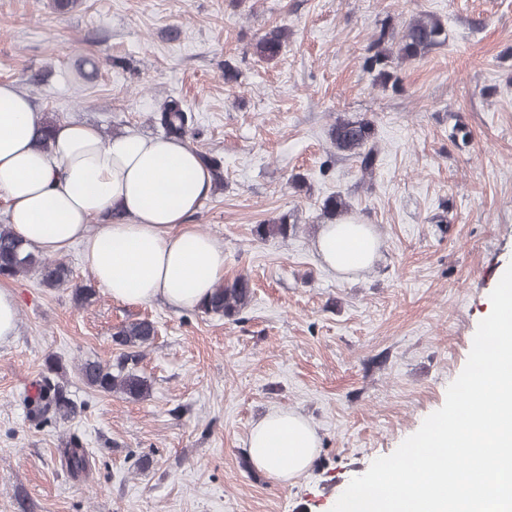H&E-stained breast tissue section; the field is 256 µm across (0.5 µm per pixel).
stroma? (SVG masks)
Here are the masks:
<instances>
[{
    "label": "stroma",
    "mask_w": 512,
    "mask_h": 512,
    "mask_svg": "<svg viewBox=\"0 0 512 512\" xmlns=\"http://www.w3.org/2000/svg\"><path fill=\"white\" fill-rule=\"evenodd\" d=\"M424 12L447 42L395 62L397 86L376 84L370 36ZM275 26L288 42L259 60L253 45ZM1 80L42 117L106 138L155 134L152 113L182 100L189 145L224 162L190 222L254 295L228 320L101 291L79 306L34 272L0 281L20 302L19 332L0 346V512H331L443 406L512 262V0H0ZM339 118L373 121L372 172L332 145ZM336 193L380 239L374 264L349 276L314 246ZM283 216L296 236L256 235ZM144 318L158 327L139 364L149 396L87 387L77 365L114 361L113 333ZM50 356L75 409L44 420L27 399ZM274 410L321 438L285 485L248 459L251 427ZM72 438L91 460L80 479L61 457Z\"/></svg>",
    "instance_id": "1"
}]
</instances>
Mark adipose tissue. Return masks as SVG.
<instances>
[{
  "instance_id": "obj_1",
  "label": "adipose tissue",
  "mask_w": 512,
  "mask_h": 512,
  "mask_svg": "<svg viewBox=\"0 0 512 512\" xmlns=\"http://www.w3.org/2000/svg\"><path fill=\"white\" fill-rule=\"evenodd\" d=\"M41 116L12 82H0V210L24 244L59 257L79 246L112 300L196 309L224 278V248L189 219L212 191L209 167L184 141L127 132L103 139L61 121L40 147ZM379 239L366 224L322 225V264L341 275L371 266ZM320 437L302 415L277 410L248 439L252 465L279 483L311 468Z\"/></svg>"
}]
</instances>
